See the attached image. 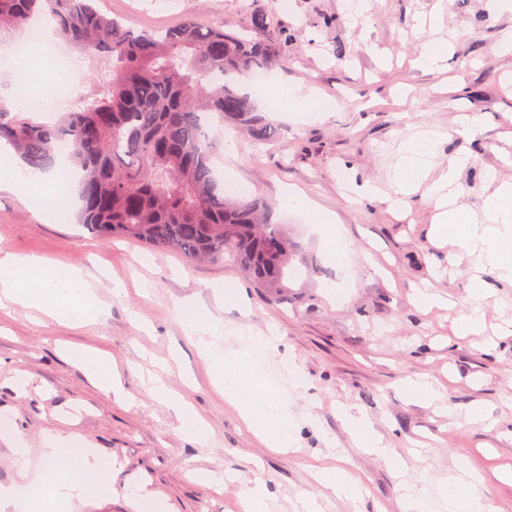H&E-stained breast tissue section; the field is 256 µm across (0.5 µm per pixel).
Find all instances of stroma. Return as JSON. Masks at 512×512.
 Masks as SVG:
<instances>
[{
	"label": "stroma",
	"mask_w": 512,
	"mask_h": 512,
	"mask_svg": "<svg viewBox=\"0 0 512 512\" xmlns=\"http://www.w3.org/2000/svg\"><path fill=\"white\" fill-rule=\"evenodd\" d=\"M104 12L127 17L137 30L174 25L206 14L226 29H251L286 51V65L268 71L310 89L326 112L314 120L262 112L279 130L256 143L236 133L237 154L216 153L218 168L247 183L275 208L276 220L304 247L300 279L286 301L274 304L229 262L193 265L175 253L141 258L145 245L102 240L58 219L28 191H0V253L34 255L89 273L106 314L79 328L41 317L20 305L0 315V438L21 434L32 454L25 471L0 441V485L35 481L47 435L66 447L92 445L114 469L111 490L78 512H131L125 494L146 487L178 512H239L238 491L261 478L276 512H301L300 497L318 495L321 512H402L405 486L454 482L478 494L485 512H512V283L467 254H455L433 230L427 190L395 210L386 196L402 146L438 136L428 159L432 176L466 159L457 173L458 203L480 210L491 188L485 172L512 181V53L499 43L512 34V13L489 0H370V21L349 0H99ZM443 46L448 66L418 67L424 43ZM112 70L99 58L81 64L71 108L103 96ZM377 185L382 199L359 204L355 185ZM290 186L303 189L333 213L353 241L351 272L343 274L319 234L280 210ZM480 276L485 296L468 292ZM241 285V299L215 286ZM431 289L449 305L423 308L415 293ZM205 306L224 325V346L237 348L238 330L254 338L278 332L266 371L282 372L280 387L296 424V449L266 448L212 384L213 368L179 320L186 304ZM482 308L485 330L460 336L456 322ZM75 347L110 357L122 395L105 394L82 366ZM425 375L439 399L429 405L405 388ZM27 384L19 395L18 381ZM166 386L184 396L210 428L206 443L188 439L165 402ZM359 410L390 450L369 453L345 426ZM484 420L466 422L468 409ZM359 475L357 500L319 496L314 467ZM197 471L224 477L223 493L199 483Z\"/></svg>",
	"instance_id": "obj_1"
}]
</instances>
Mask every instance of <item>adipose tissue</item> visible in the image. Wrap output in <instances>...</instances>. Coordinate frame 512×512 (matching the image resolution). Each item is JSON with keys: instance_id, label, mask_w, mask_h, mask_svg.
Returning <instances> with one entry per match:
<instances>
[{"instance_id": "1", "label": "adipose tissue", "mask_w": 512, "mask_h": 512, "mask_svg": "<svg viewBox=\"0 0 512 512\" xmlns=\"http://www.w3.org/2000/svg\"><path fill=\"white\" fill-rule=\"evenodd\" d=\"M20 78L19 91L28 107L49 94L54 85L72 81L73 72L51 71L39 51L14 61ZM254 98L277 112L291 110L304 117L313 114L311 97L302 87L285 81L267 83L253 92ZM434 139L424 134L408 140L394 179L395 193L405 196L414 191L428 175V159ZM80 175L62 163H55L42 173L43 202L47 207H74ZM453 176L434 182L430 195L434 202L435 232L467 253L478 257L504 278L512 279V181L497 185L483 203V221L458 206L445 188ZM280 205L298 213L304 223L318 230L337 264H345L354 251L353 242L337 224L333 214L305 193L286 189ZM22 304L40 311L47 318L81 326L101 318L105 308L92 285L80 270L64 265H49L36 256L0 255V301ZM181 320L188 336L195 339L200 352L214 366V385L233 404L247 428L272 448L294 447V423L279 387L266 378L263 362L274 349V338L254 341L247 331H240L237 348L226 349L224 330L207 310L185 305ZM42 454L46 460L43 480L28 485L24 491L0 487V512H75L100 496L97 484L99 459L93 448H86L79 461H71L58 441H51ZM447 512H483L479 498L452 496L447 488L438 491L407 489L404 512H432L434 505Z\"/></svg>"}]
</instances>
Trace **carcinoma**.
<instances>
[{"label":"carcinoma","mask_w":512,"mask_h":512,"mask_svg":"<svg viewBox=\"0 0 512 512\" xmlns=\"http://www.w3.org/2000/svg\"><path fill=\"white\" fill-rule=\"evenodd\" d=\"M42 17L71 48L112 60L108 89L53 122L24 117L0 99V145L29 169L46 171L58 144H67V162L81 173L82 223L94 235L137 240L193 263L227 258L270 301H283L288 282L300 276L291 260L301 246L264 201L225 190L210 133L216 116L257 143L277 137L237 77L283 63L278 51L202 14L135 32L96 0H0V31Z\"/></svg>","instance_id":"obj_1"}]
</instances>
